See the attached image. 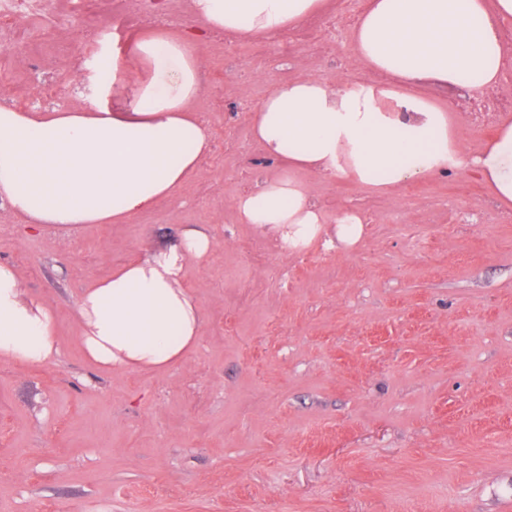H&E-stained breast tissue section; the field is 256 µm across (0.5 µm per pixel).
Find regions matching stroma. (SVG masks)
Segmentation results:
<instances>
[{
  "mask_svg": "<svg viewBox=\"0 0 512 512\" xmlns=\"http://www.w3.org/2000/svg\"><path fill=\"white\" fill-rule=\"evenodd\" d=\"M350 36L324 58L207 42L223 84L194 107L228 144L179 201L76 237L0 209V262L56 309L61 345L0 362V512H512V209L468 169L383 193L308 174L328 233L365 217L357 243L291 254L237 221V194L279 171L249 109L302 70L363 77ZM436 96L476 154L512 110V58L494 91ZM200 226L197 346L163 372L86 361L87 284Z\"/></svg>",
  "mask_w": 512,
  "mask_h": 512,
  "instance_id": "stroma-1",
  "label": "stroma"
}]
</instances>
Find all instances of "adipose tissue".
<instances>
[{"instance_id":"adipose-tissue-1","label":"adipose tissue","mask_w":512,"mask_h":512,"mask_svg":"<svg viewBox=\"0 0 512 512\" xmlns=\"http://www.w3.org/2000/svg\"><path fill=\"white\" fill-rule=\"evenodd\" d=\"M324 5L192 0L199 28L178 35L156 24L131 43L128 56L150 71L135 90L126 85V56L116 52L80 91L79 106L21 112L0 103V201L23 223L73 235L87 224L127 223L176 198L212 151L191 107L202 89L200 46L225 33L272 43ZM511 17L512 0H367L351 54L381 81L333 84L301 73L255 105L254 135L266 158L287 170L239 193V223L273 235L290 253L324 239L322 208L296 177L302 170L386 190L466 165L498 205L512 208V115L502 114L495 138L468 158L448 109L423 93L495 88L508 53L500 24ZM214 246L207 232L190 229L90 284L78 306L86 359L109 370L162 371L180 362L203 328L185 274ZM56 322L51 307L26 297L17 269L0 263V361L54 362Z\"/></svg>"}]
</instances>
